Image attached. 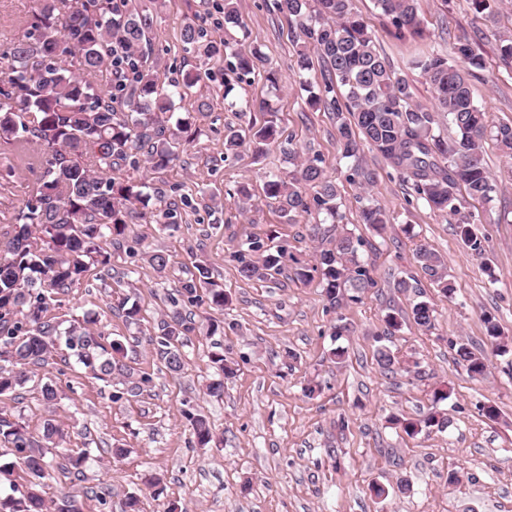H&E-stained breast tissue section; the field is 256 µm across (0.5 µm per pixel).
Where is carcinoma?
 <instances>
[{"label":"carcinoma","instance_id":"carcinoma-1","mask_svg":"<svg viewBox=\"0 0 512 512\" xmlns=\"http://www.w3.org/2000/svg\"><path fill=\"white\" fill-rule=\"evenodd\" d=\"M69 0H41L23 35L10 40L0 54V140L12 146L14 157L38 166L39 175L13 217L12 237L0 255V395L28 380V368L42 365L57 342L64 341L78 363L107 383L116 379L122 388L112 399L137 396L150 383L147 374H133L116 354L117 340L105 341L86 317L62 327L46 319L49 301L59 291L86 278L92 268L110 265L111 255L102 242L128 241L131 221L148 211L157 223L173 217L175 204L167 191L132 180L117 181L106 174L123 168L149 166L162 173L180 160L192 142V116L173 118L175 98H183L200 81V74L185 72L159 89L157 62L152 59L153 16L128 7L129 0H74L76 7L62 12ZM276 8L300 39L297 66L311 68L309 49L316 50L327 66L319 92L309 105L324 104L333 112L339 142L346 158L355 159L348 179L368 185L374 172L360 163V147L368 146L411 189L413 200L433 211L457 216L459 236L472 253L484 257V239L470 227L462 213L464 189L472 200L486 201L495 192L484 160V142L492 137L512 151V125H490L487 112L472 95L465 72L456 61L482 66L466 41L452 47L438 45L418 66L435 92L432 106L413 100L408 80L396 73L377 50L372 35L359 19L353 0H275ZM394 33L423 35L416 0H375ZM185 50L207 59L222 56L226 70L240 81L265 65L259 54H242L228 42L207 38L204 28L187 23L181 32ZM124 47L119 76L98 80L115 50ZM448 121L455 136L442 134L440 118ZM281 137L274 119L260 127L224 125V160H236L247 149L256 155ZM292 169L266 176L264 196L278 205L292 223L316 209L332 224L340 212L339 191L320 166L319 158H304L290 146L283 149ZM360 222L382 235L393 216L366 196L356 197ZM321 248L314 263L299 262L288 244L273 233L248 237L234 252L238 272L247 280L272 281L293 262L294 277L304 283L318 281L332 309L362 301L375 287L370 269L360 258L368 242L350 232L334 235L314 227ZM415 258L423 277L443 293L452 290L446 264L426 242H419ZM190 277L178 281L175 292L184 305L206 304L224 311L229 295L212 280L209 265L198 260ZM393 288L410 300V314H387L383 334L394 336L407 321L423 331L435 329V309L421 299V281L413 276L395 277ZM157 355L173 374L184 366L183 339L196 330V321L175 310L157 324ZM456 359L473 379L488 372L483 352L464 342H453ZM381 372H396L400 360L388 346L374 351ZM210 361L216 377L205 385L206 394L224 396V379L236 372L224 350L214 351ZM449 398L441 387L432 392L431 409L417 419L392 415L389 423L413 438L450 423L439 405ZM194 442L207 446L212 439L209 423L189 417ZM63 432L49 417L39 440L25 427L0 412V442L23 461L28 480L25 488L13 487L0 495V512H80L75 496L63 493L46 502L44 482L47 454L59 447Z\"/></svg>","mask_w":512,"mask_h":512}]
</instances>
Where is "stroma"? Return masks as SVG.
<instances>
[{
    "label": "stroma",
    "mask_w": 512,
    "mask_h": 512,
    "mask_svg": "<svg viewBox=\"0 0 512 512\" xmlns=\"http://www.w3.org/2000/svg\"><path fill=\"white\" fill-rule=\"evenodd\" d=\"M133 2L154 17L152 50L160 60V84L192 68L209 74L178 105L180 112L197 114L198 134L183 164L163 175L192 204L178 207L176 230H161L148 217L134 224L143 250L171 255L165 274L115 248L111 270H93L50 304V316L68 324L94 316L98 330L122 342L123 364L134 374L151 375L149 388L113 401L112 386L60 344L45 365L31 368L26 383L0 395V411L31 434L40 435L51 416L69 432L67 448L89 453L80 479L54 456L49 495L73 493L81 512H124L132 495L139 498L140 512H512V346L492 351L484 323L492 318L512 339V158L487 140L484 158L498 190L491 201L467 206L486 237L480 259L461 244L453 219L420 203L407 204L401 179L376 153L363 151V162L376 173L368 192L395 218L384 237L373 236L359 222L354 198L360 189L347 180L352 161L341 153L335 122L330 112L307 103L309 88L322 82V66L299 72L286 14L265 0H234L243 24L228 28L214 8L216 0ZM354 6L380 52L408 78L414 100L427 105L432 88L415 61L437 44L468 39L482 61L467 70L477 103L490 124H512V67L501 61L502 41L512 35V0H493L481 14L471 0H418L420 38L395 37L374 0H354ZM194 17L209 37L229 41L245 54L260 52L276 70L277 82L258 74L225 91L223 58L204 60L184 48L181 31ZM242 110L259 125L275 117L282 136L293 137L305 155L322 158L340 190L348 229L371 242L362 254L377 285L362 302L335 313L327 310L317 283L239 276L230 254L247 236L276 233L307 262L319 246L311 227L323 220L314 212L288 223L264 198L266 175L289 168L280 146H270L258 159L247 153L225 160L224 126L238 122ZM34 180L21 164L10 178H0V232ZM242 185L253 194L247 207L237 193ZM419 240L441 255L455 288L447 297L425 285L424 297L437 311L435 330L426 334L409 322L392 339L400 359L418 362L425 373L420 381L402 370L384 375L374 360L385 315L409 309L389 278L417 272ZM195 258L209 264L232 301L218 315L223 335L191 336L183 348L184 368L175 375L158 359L151 338L161 314L172 311L174 286ZM121 297L140 306L139 324L127 323L118 311ZM340 316L350 331L336 342L330 333ZM461 339L486 352L485 379H471L457 363L448 343ZM338 345L348 351L341 365L331 356ZM219 346L236 361L237 372L216 400L203 386L214 376L209 355ZM50 379L61 388L51 410L40 392ZM310 384L315 392H307ZM443 385L451 391L444 404L451 420L445 431L411 438L389 424L393 414L427 413L432 390ZM483 404L495 405L498 417L482 415ZM188 410L209 421L214 438L207 447L195 445L184 416ZM117 446L125 448L124 456H113ZM152 476L165 486L157 498L145 486ZM375 483L388 487V498L374 497Z\"/></svg>",
    "instance_id": "obj_1"
}]
</instances>
